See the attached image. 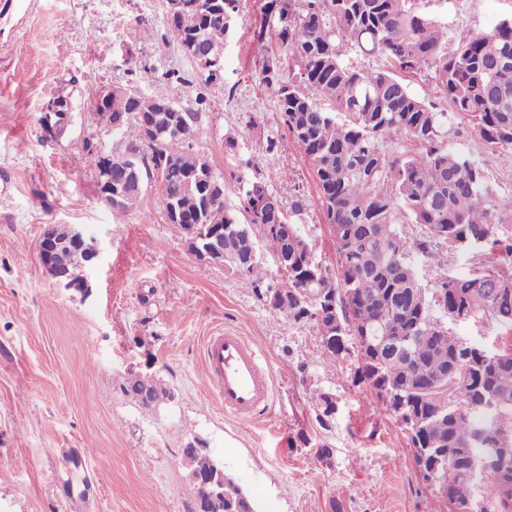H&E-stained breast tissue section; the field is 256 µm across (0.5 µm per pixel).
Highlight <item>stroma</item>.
Masks as SVG:
<instances>
[{"label":"stroma","instance_id":"1","mask_svg":"<svg viewBox=\"0 0 512 512\" xmlns=\"http://www.w3.org/2000/svg\"><path fill=\"white\" fill-rule=\"evenodd\" d=\"M265 3L244 0L224 47L230 93L213 97L179 45L164 40V0H0V512H197L181 457L198 439L255 512H448L396 418L353 386V359L331 360L313 325L274 315L222 266L191 256L156 190L114 208L88 165L87 145L123 146L94 112L108 91L201 108L197 146L223 177L227 206L239 204L234 174L258 167L284 206L304 198L297 229L335 270L310 163L258 80L267 45L257 35L274 25ZM428 8L453 38L511 16L512 0ZM59 101L70 122L51 137L42 117ZM270 135L280 140L272 156L261 148ZM228 137L236 151H225ZM448 143L512 194V162L466 120L449 121ZM51 224L99 245L84 291L63 288L38 263ZM416 264L428 280L439 267L512 272V233L478 258L443 247ZM448 329L512 347V329L491 321ZM225 330L264 349L273 399L249 419L225 414L204 386L203 340ZM136 375L160 380L171 400L143 412L123 390ZM322 394L336 403L323 423Z\"/></svg>","mask_w":512,"mask_h":512}]
</instances>
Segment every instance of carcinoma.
Here are the masks:
<instances>
[{"label":"carcinoma","instance_id":"carcinoma-1","mask_svg":"<svg viewBox=\"0 0 512 512\" xmlns=\"http://www.w3.org/2000/svg\"><path fill=\"white\" fill-rule=\"evenodd\" d=\"M182 13L167 19L166 37L176 41L198 72L222 67L226 20L242 0H184ZM278 20V52L263 60L259 83L272 92L281 123L308 158L325 223L336 241L337 274L316 262L293 217L304 211L298 197L281 218L255 209V197L272 194L261 172L234 177L240 208L224 203V181L212 161L193 150L199 129L194 112L165 98L112 89L105 108L120 119L125 138L112 155L121 175L156 187L170 223L185 230L200 224L224 230V264L242 287L279 297L269 308L296 323L331 327L323 344L336 362L355 358L353 385L365 386L381 410L406 426V414L433 416L430 428L408 438L412 448L430 444L434 454L414 453L419 468L434 470L446 488L449 512L480 500L490 512H512L501 485L481 481L474 465L502 471L512 485V461L491 449L512 447V349L486 352L448 331L452 321H493L512 330V273L437 272L422 282L412 255L432 258L446 246L478 256L493 249L497 229L512 223V195L489 184L484 168L448 146V113L464 116L487 143L512 160V17L492 28L464 31L448 48V26L424 12L418 0H268ZM382 62L360 70L345 62L350 52ZM296 71L283 74V60ZM435 83L438 101L409 88L416 78ZM327 101L332 111L321 107ZM410 147L387 152L391 142ZM162 174V184L156 183ZM288 225V236L276 228ZM420 232L409 238L402 225ZM284 257L285 281L265 285L253 227ZM54 261L73 278L85 263L67 243ZM490 283L503 292L492 297ZM413 337L410 351L354 346V336ZM125 390L150 412L170 392L151 376H134ZM182 463L191 472L218 466L208 450L189 444ZM209 512H252L247 494L224 475V499Z\"/></svg>","mask_w":512,"mask_h":512}]
</instances>
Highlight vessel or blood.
<instances>
[{"instance_id": "b4317fda", "label": "vessel or blood", "mask_w": 512, "mask_h": 512, "mask_svg": "<svg viewBox=\"0 0 512 512\" xmlns=\"http://www.w3.org/2000/svg\"><path fill=\"white\" fill-rule=\"evenodd\" d=\"M203 350L204 382L226 414L249 418L266 406L272 391L257 342L231 331L220 332L205 338Z\"/></svg>"}]
</instances>
